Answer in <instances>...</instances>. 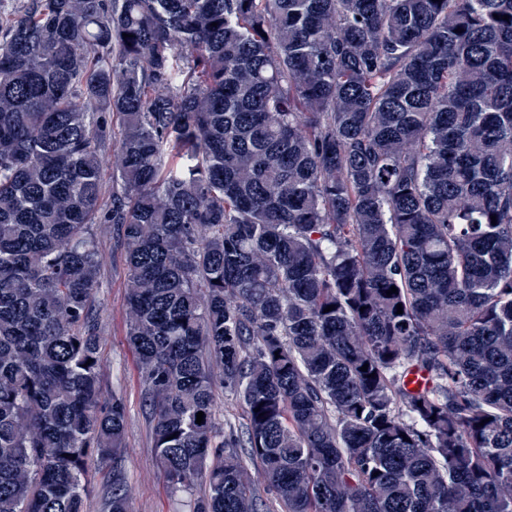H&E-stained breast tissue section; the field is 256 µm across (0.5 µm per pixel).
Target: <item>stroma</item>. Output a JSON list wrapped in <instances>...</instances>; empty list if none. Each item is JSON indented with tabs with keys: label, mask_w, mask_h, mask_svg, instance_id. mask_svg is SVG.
<instances>
[{
	"label": "stroma",
	"mask_w": 512,
	"mask_h": 512,
	"mask_svg": "<svg viewBox=\"0 0 512 512\" xmlns=\"http://www.w3.org/2000/svg\"><path fill=\"white\" fill-rule=\"evenodd\" d=\"M103 256V288L95 303L102 337V386L126 404V445L123 468L129 489V512H172L164 479L155 461L151 416L136 358L127 342L125 315L127 269L123 249L111 226L97 232Z\"/></svg>",
	"instance_id": "1"
}]
</instances>
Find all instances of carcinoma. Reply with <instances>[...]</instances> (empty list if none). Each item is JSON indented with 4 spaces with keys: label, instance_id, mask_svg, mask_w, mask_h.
<instances>
[{
    "label": "carcinoma",
    "instance_id": "1",
    "mask_svg": "<svg viewBox=\"0 0 512 512\" xmlns=\"http://www.w3.org/2000/svg\"><path fill=\"white\" fill-rule=\"evenodd\" d=\"M104 224L175 512H512V0H0V512H128ZM218 417L221 422L224 423V419L231 421L232 423L238 424L244 415V407L235 399L224 396L222 388H218Z\"/></svg>",
    "mask_w": 512,
    "mask_h": 512
}]
</instances>
